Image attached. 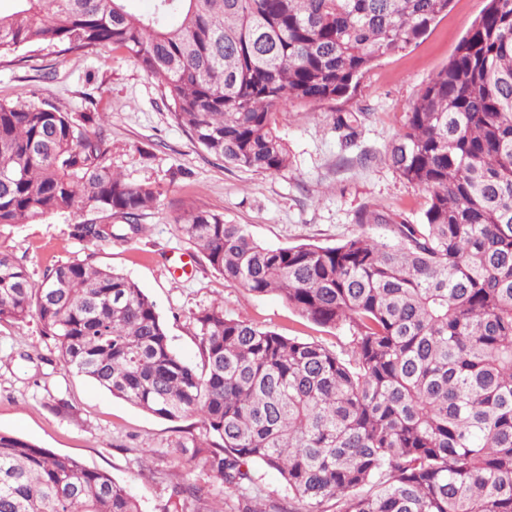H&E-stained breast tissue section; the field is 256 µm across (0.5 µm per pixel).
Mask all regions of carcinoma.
<instances>
[{
    "mask_svg": "<svg viewBox=\"0 0 512 512\" xmlns=\"http://www.w3.org/2000/svg\"><path fill=\"white\" fill-rule=\"evenodd\" d=\"M0 54L48 41L110 44L160 82L178 124L224 163L288 169L274 115L349 97L379 58L422 39L450 0H12ZM48 104L0 102V226L69 210L74 239H128L157 198L105 163L103 135ZM429 194L423 222L367 208L395 240L365 231L337 246L270 247L243 224L190 208L182 233L224 279L275 295L300 317L345 329L336 352L227 318L193 314L199 362L171 347L136 281L86 261L35 283L0 253V322L36 320L60 358L159 418L196 417L181 444L224 488L207 512H512V0H488L421 89L387 153ZM286 496L258 509L249 466ZM185 469L175 512L210 493ZM0 512H141L104 470L0 433Z\"/></svg>",
    "mask_w": 512,
    "mask_h": 512,
    "instance_id": "cac0c4a2",
    "label": "carcinoma"
}]
</instances>
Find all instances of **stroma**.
Wrapping results in <instances>:
<instances>
[{
	"label": "stroma",
	"instance_id": "stroma-1",
	"mask_svg": "<svg viewBox=\"0 0 512 512\" xmlns=\"http://www.w3.org/2000/svg\"><path fill=\"white\" fill-rule=\"evenodd\" d=\"M486 0H452L446 15L414 46L376 61L350 101L297 105L276 113L290 165L278 174L224 163L202 149L174 120L158 82L129 55L109 45L69 53L43 41L0 56V102L52 103L62 112L108 113L101 125L107 165L158 192L139 218L144 233L86 244L74 224L93 220L66 211L32 224L0 228V252L23 264L33 280L47 269L87 261L124 273L155 302L174 351L198 360L191 316L220 302L227 317L280 335L338 348L341 329L300 318L280 298L255 296L224 280L180 232L183 209L196 206L247 225L272 247L334 246L360 232L359 211L374 207L418 224L428 195L386 158L421 88L456 54ZM360 113L353 137L338 129L340 114ZM73 408L63 415L58 400ZM198 419L153 416L64 365L37 321L0 323V433L19 436L109 472L126 485L142 512H171L170 487L186 464L180 445L201 435Z\"/></svg>",
	"mask_w": 512,
	"mask_h": 512
}]
</instances>
